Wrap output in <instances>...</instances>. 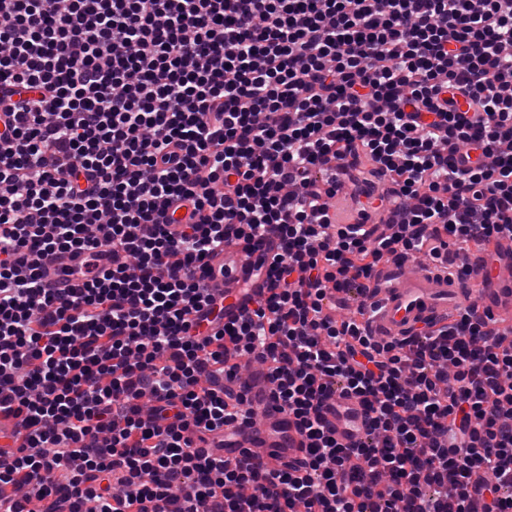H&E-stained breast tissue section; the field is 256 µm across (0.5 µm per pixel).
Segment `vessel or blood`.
<instances>
[{"label": "vessel or blood", "instance_id": "vessel-or-blood-1", "mask_svg": "<svg viewBox=\"0 0 512 512\" xmlns=\"http://www.w3.org/2000/svg\"><path fill=\"white\" fill-rule=\"evenodd\" d=\"M246 254L236 245L225 246L211 260L213 273L204 285L216 294L226 307V317L237 314L246 300L241 291V269ZM463 275L449 276L439 270L413 267L410 259L401 258L379 268L370 287L375 290L378 314L373 319L375 335L388 338L409 336L414 327L432 322L468 305L490 312L502 328H512V241L504 242L492 269L471 257L463 261ZM247 395L261 417L250 428H242L240 420L230 421L225 433L234 443L224 451L234 460L251 454L269 467L277 468L296 457L303 447L302 436L274 399L272 389L262 374H254L247 382Z\"/></svg>", "mask_w": 512, "mask_h": 512}]
</instances>
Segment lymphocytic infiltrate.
Wrapping results in <instances>:
<instances>
[{
  "instance_id": "lymphocytic-infiltrate-1",
  "label": "lymphocytic infiltrate",
  "mask_w": 512,
  "mask_h": 512,
  "mask_svg": "<svg viewBox=\"0 0 512 512\" xmlns=\"http://www.w3.org/2000/svg\"><path fill=\"white\" fill-rule=\"evenodd\" d=\"M503 240L512 0H0V512H512L497 319H367L391 259ZM231 243L270 253L228 320ZM245 358L305 439L278 470L224 458ZM234 261L236 270L226 274L218 273L220 265ZM246 262V254L243 252L241 246L234 244L224 246V251L214 259L210 260V266L214 269L211 278L204 280L205 288H210L211 291L219 297V300L224 303L225 319H229L238 313V308L246 301L244 293L241 291L242 284V267Z\"/></svg>"
}]
</instances>
